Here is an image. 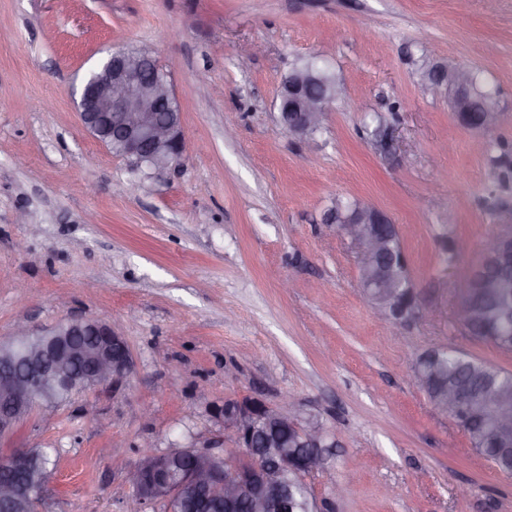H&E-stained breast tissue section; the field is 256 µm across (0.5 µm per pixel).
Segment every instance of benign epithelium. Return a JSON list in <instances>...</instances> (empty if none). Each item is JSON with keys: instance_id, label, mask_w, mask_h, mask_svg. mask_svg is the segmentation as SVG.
Wrapping results in <instances>:
<instances>
[{"instance_id": "1", "label": "benign epithelium", "mask_w": 512, "mask_h": 512, "mask_svg": "<svg viewBox=\"0 0 512 512\" xmlns=\"http://www.w3.org/2000/svg\"><path fill=\"white\" fill-rule=\"evenodd\" d=\"M320 75L308 69L295 72L281 84L278 97L288 101L295 111L281 113L288 132L305 135L321 125L328 98L345 93L341 81L331 86L329 96L315 95L312 88ZM446 84L461 100L471 90L464 68L438 70L433 84ZM75 106L86 129L113 152L145 163L154 169L169 168L179 163L185 149L181 110L168 72L151 58L132 56L124 49L112 51L102 64L86 77ZM327 223L349 241L357 257L358 268L371 273L361 280L364 292L382 299L376 307L382 320L405 322L419 313L418 303L400 308L398 302L403 281L385 269L388 239L376 228L389 223L380 210L357 205L349 208L338 202ZM485 256L493 271L480 283L492 291L512 286L507 277L512 268V229L498 234L485 248ZM459 324L470 330L486 322L489 314L464 297L456 306ZM33 333L18 328L12 339H29L24 356L23 374L14 370L18 358L0 351V439L12 434L34 409L35 397L46 408L55 406L52 394L58 387H90L130 371L133 361L120 322L106 323L90 318H66L59 321L42 340L31 339ZM436 354H426L414 370L419 385L434 379ZM491 412L490 425L496 435L508 439L512 435V405L492 397L484 398ZM473 402L471 393L448 389V397L436 404L446 415H457ZM224 428L233 431L239 455L228 448L215 453L196 447L150 451L154 459L150 481L142 489H134L126 512H147L160 504L194 501L207 494L233 508L247 500L249 512H294L295 490L306 477L327 464L324 449L330 435L315 420L305 419L296 411L274 408L262 402L242 407L234 415L222 416ZM189 455L193 466L181 467ZM38 452L14 448L0 454V500L18 510L40 497L45 480L38 477Z\"/></svg>"}]
</instances>
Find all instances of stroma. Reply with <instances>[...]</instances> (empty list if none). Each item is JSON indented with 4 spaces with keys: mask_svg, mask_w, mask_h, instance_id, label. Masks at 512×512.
Listing matches in <instances>:
<instances>
[{
    "mask_svg": "<svg viewBox=\"0 0 512 512\" xmlns=\"http://www.w3.org/2000/svg\"><path fill=\"white\" fill-rule=\"evenodd\" d=\"M116 46L170 75L185 151L164 173L113 154L75 109ZM311 58L347 92L300 136L278 91ZM451 66L495 91V127L461 126L429 83ZM340 199L398 224L416 319L379 320L325 221ZM510 229L512 0H0V336L120 318L133 358L0 439L48 454L38 512H124L147 447H203L224 402L287 396L336 440L307 479L323 512H512V473L413 383L432 349L512 371L454 317L484 238Z\"/></svg>",
    "mask_w": 512,
    "mask_h": 512,
    "instance_id": "obj_1",
    "label": "stroma"
}]
</instances>
